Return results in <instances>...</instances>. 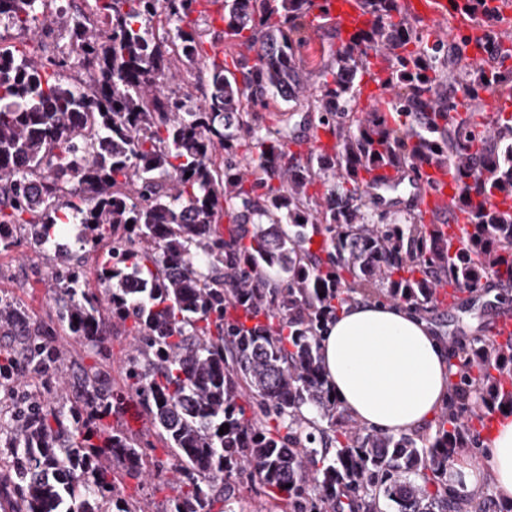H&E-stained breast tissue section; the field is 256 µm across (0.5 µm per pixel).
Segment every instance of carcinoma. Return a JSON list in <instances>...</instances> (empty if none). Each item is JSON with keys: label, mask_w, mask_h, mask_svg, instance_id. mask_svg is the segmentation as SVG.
Here are the masks:
<instances>
[{"label": "carcinoma", "mask_w": 512, "mask_h": 512, "mask_svg": "<svg viewBox=\"0 0 512 512\" xmlns=\"http://www.w3.org/2000/svg\"><path fill=\"white\" fill-rule=\"evenodd\" d=\"M46 2L0 0L17 30L71 44L3 50L0 252L21 236L52 261L70 335L100 344L120 327L132 346L123 387L78 380L81 412L21 397L10 438L19 512H144L119 484L142 478L146 449L119 429L79 428L127 394L171 449L154 464L178 474L166 512H212L241 494L229 478L243 474L288 512H380L382 497L398 512H466L448 462L481 453L484 421L512 415V341L452 348L453 399L422 442L369 430L341 406L320 339L356 293L421 313L445 286L494 278L512 290V214L493 203L512 196V116L456 100L459 87L512 100L503 0H450L469 22L450 43L399 0H359L370 25L329 46L313 83L298 51L330 24L327 0H224L222 34L242 48L232 70L201 53L189 25L200 0H86L76 16ZM159 14L172 22L163 34ZM470 46L481 59L464 64ZM72 63L80 89L59 79ZM199 64L208 94L189 111L172 70ZM365 77L391 96L361 110ZM277 99L296 107L267 126L261 112ZM446 165L458 234L435 216L367 210L374 171ZM62 224L78 226L80 251H102L95 286L56 242ZM0 334L20 337L6 362L39 376L60 368L51 328L8 295Z\"/></svg>", "instance_id": "1"}]
</instances>
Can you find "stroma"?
<instances>
[{
    "instance_id": "stroma-1",
    "label": "stroma",
    "mask_w": 512,
    "mask_h": 512,
    "mask_svg": "<svg viewBox=\"0 0 512 512\" xmlns=\"http://www.w3.org/2000/svg\"><path fill=\"white\" fill-rule=\"evenodd\" d=\"M222 12L220 0H211L208 8L193 13L192 20L204 55L215 54L230 63L236 57L231 44L223 43L216 47L211 44L212 31L221 26ZM48 267L46 257L34 254L26 242H19L10 252L0 254V290L21 301L34 321L55 327L56 343L63 352L66 374L73 376L82 370L97 369L110 378L113 387H122L121 366L130 349V337L123 333L109 336L106 350L100 352L85 340L58 328V304ZM502 313L512 314V301L502 299L499 286L491 280L486 283L481 300L475 301L470 295H462L455 308H439L427 313L426 319L443 342L457 344L480 335L484 326L491 324ZM12 371L20 375L21 381L14 390L0 389L2 418H10L16 393L24 390L39 391L44 398L67 406L81 400L79 390L64 386L60 377L44 380L26 375L17 365L13 366ZM112 424L147 444L148 453L153 459H168L167 444L154 432L137 396H126L120 409L113 412ZM121 491L126 499L139 503L144 512H166L170 499L177 495L179 488L171 472L165 471L152 474L144 481L123 478Z\"/></svg>"
}]
</instances>
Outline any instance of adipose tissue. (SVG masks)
Returning <instances> with one entry per match:
<instances>
[{
	"mask_svg": "<svg viewBox=\"0 0 512 512\" xmlns=\"http://www.w3.org/2000/svg\"><path fill=\"white\" fill-rule=\"evenodd\" d=\"M325 372L342 406L363 426L388 434L432 421L450 397L453 361L426 319L395 304L362 301L343 307L321 341ZM490 454L482 473L456 468L470 482L491 480L498 499L512 501V416L483 439Z\"/></svg>",
	"mask_w": 512,
	"mask_h": 512,
	"instance_id": "adipose-tissue-1",
	"label": "adipose tissue"
}]
</instances>
